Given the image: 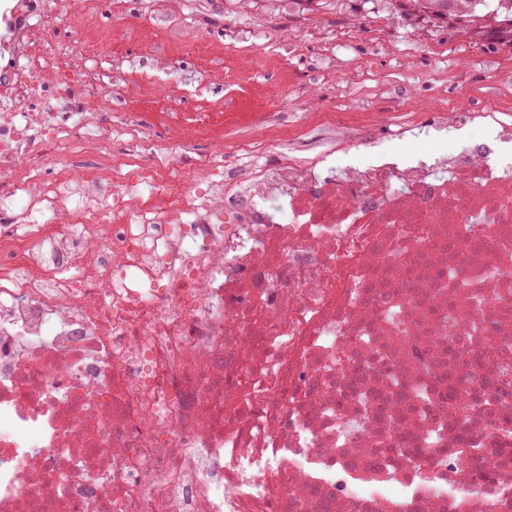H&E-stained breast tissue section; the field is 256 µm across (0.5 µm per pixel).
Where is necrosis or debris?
<instances>
[{
  "label": "necrosis or debris",
  "mask_w": 512,
  "mask_h": 512,
  "mask_svg": "<svg viewBox=\"0 0 512 512\" xmlns=\"http://www.w3.org/2000/svg\"><path fill=\"white\" fill-rule=\"evenodd\" d=\"M0 8V512H512V162L43 109ZM126 138L128 152L112 151ZM99 157L73 174L74 150ZM55 164L52 180L43 171ZM471 407L458 413L450 388ZM496 412L487 415V404Z\"/></svg>",
  "instance_id": "necrosis-or-debris-1"
}]
</instances>
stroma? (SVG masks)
Masks as SVG:
<instances>
[{
	"label": "stroma",
	"instance_id": "obj_1",
	"mask_svg": "<svg viewBox=\"0 0 512 512\" xmlns=\"http://www.w3.org/2000/svg\"><path fill=\"white\" fill-rule=\"evenodd\" d=\"M388 0H268L265 12L280 30L262 35L246 0H95L79 24H46L51 52L39 62L50 109L77 108L78 86L55 91L75 46L103 92V118L167 134L178 130L190 150L181 171L196 180L199 156L221 141L250 138L253 113L287 128L288 150L313 156L331 147L330 125L373 128L383 148L408 152L398 128L426 120L434 104L481 109L499 92L494 74L512 68V46L482 49L441 23L425 28L400 17L390 28L372 23ZM318 25H299L302 12ZM352 28L345 43L328 33ZM209 126V136L197 130Z\"/></svg>",
	"mask_w": 512,
	"mask_h": 512
}]
</instances>
